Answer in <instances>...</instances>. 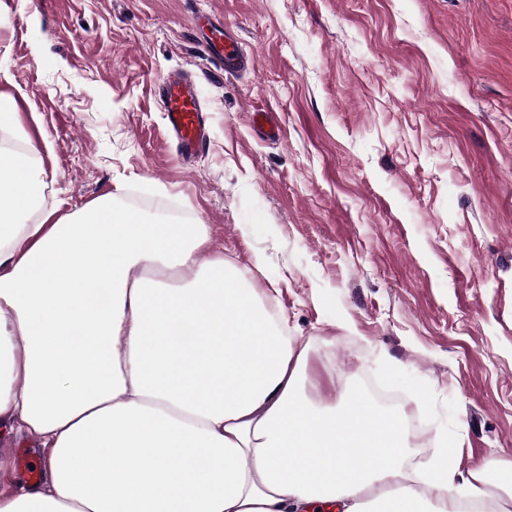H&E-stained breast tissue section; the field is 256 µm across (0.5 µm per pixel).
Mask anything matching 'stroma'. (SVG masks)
Instances as JSON below:
<instances>
[{
  "label": "stroma",
  "instance_id": "stroma-1",
  "mask_svg": "<svg viewBox=\"0 0 512 512\" xmlns=\"http://www.w3.org/2000/svg\"><path fill=\"white\" fill-rule=\"evenodd\" d=\"M228 35L247 71L208 60ZM177 70L209 108L186 162ZM0 94L48 173L32 222L172 208L307 346L309 400L370 384L421 416L412 450L512 466V0H0ZM23 452L0 435L1 485ZM167 134L183 157H192L206 145L207 110L202 106L194 80L184 71L173 72L158 87Z\"/></svg>",
  "mask_w": 512,
  "mask_h": 512
}]
</instances>
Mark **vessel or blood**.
I'll use <instances>...</instances> for the list:
<instances>
[{
	"mask_svg": "<svg viewBox=\"0 0 512 512\" xmlns=\"http://www.w3.org/2000/svg\"><path fill=\"white\" fill-rule=\"evenodd\" d=\"M168 135L177 143L182 156L198 153L206 144V110L195 83L184 71L173 72L158 87Z\"/></svg>",
	"mask_w": 512,
	"mask_h": 512,
	"instance_id": "obj_1",
	"label": "vessel or blood"
}]
</instances>
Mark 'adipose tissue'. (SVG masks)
<instances>
[{"mask_svg": "<svg viewBox=\"0 0 512 512\" xmlns=\"http://www.w3.org/2000/svg\"><path fill=\"white\" fill-rule=\"evenodd\" d=\"M45 178L0 148V430L45 455L0 512H512L484 465L410 467L403 413L306 402V351L205 225L110 193L34 224Z\"/></svg>", "mask_w": 512, "mask_h": 512, "instance_id": "ef3b65f1", "label": "adipose tissue"}]
</instances>
